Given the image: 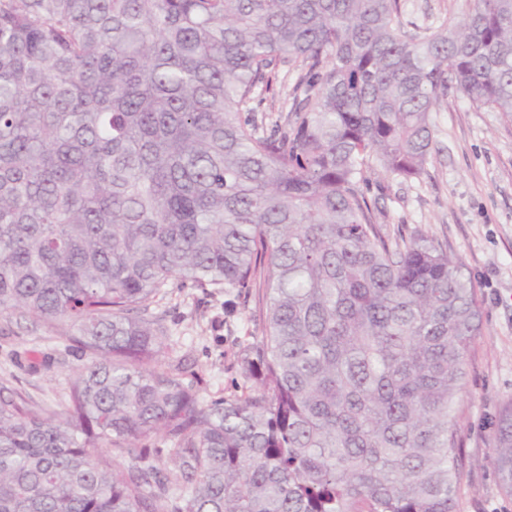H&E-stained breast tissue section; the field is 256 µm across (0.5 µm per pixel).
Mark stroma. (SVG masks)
Returning <instances> with one entry per match:
<instances>
[{
	"label": "stroma",
	"mask_w": 512,
	"mask_h": 512,
	"mask_svg": "<svg viewBox=\"0 0 512 512\" xmlns=\"http://www.w3.org/2000/svg\"><path fill=\"white\" fill-rule=\"evenodd\" d=\"M463 8V0H400V26L409 35L434 31ZM296 80L283 71L259 87L257 121L289 110ZM432 135L433 157L420 176L374 175L362 192L386 239L432 238L475 284L482 331L468 352L454 413L457 512H512L492 451L497 416L512 402V123L451 92L433 115ZM149 311L166 330L161 361L175 378L207 399L248 393L245 360L264 331L254 290L173 283ZM62 331L0 317V394L18 391L47 411H63L88 356Z\"/></svg>",
	"instance_id": "1"
}]
</instances>
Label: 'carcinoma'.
Here are the masks:
<instances>
[{
	"label": "carcinoma",
	"mask_w": 512,
	"mask_h": 512,
	"mask_svg": "<svg viewBox=\"0 0 512 512\" xmlns=\"http://www.w3.org/2000/svg\"><path fill=\"white\" fill-rule=\"evenodd\" d=\"M399 0H0V315L66 324L91 361L48 414L0 396V512H457L454 405L475 285L388 242L367 173L432 158L450 90L512 122V0L409 37ZM298 72L286 116L259 85ZM262 288L255 388L164 370L173 280ZM132 456L122 468L112 452ZM494 455L512 493V404Z\"/></svg>",
	"instance_id": "carcinoma-1"
}]
</instances>
